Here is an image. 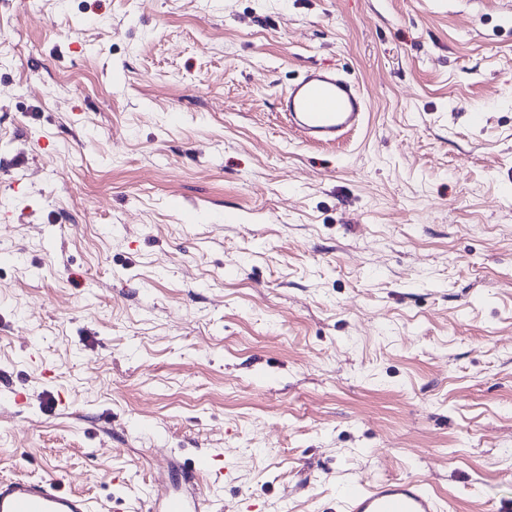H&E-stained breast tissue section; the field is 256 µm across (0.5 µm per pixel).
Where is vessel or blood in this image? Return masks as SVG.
Returning a JSON list of instances; mask_svg holds the SVG:
<instances>
[{"label": "vessel or blood", "instance_id": "obj_1", "mask_svg": "<svg viewBox=\"0 0 512 512\" xmlns=\"http://www.w3.org/2000/svg\"><path fill=\"white\" fill-rule=\"evenodd\" d=\"M290 129L308 145H328L363 123L366 98L357 82L324 67H306L280 98ZM214 459L200 456L189 464L168 459L155 479L148 512H223L224 506L196 476L213 475ZM0 512H94L84 495L64 491L58 478L0 479ZM336 512H443L426 483L417 479L355 480L341 489Z\"/></svg>", "mask_w": 512, "mask_h": 512}]
</instances>
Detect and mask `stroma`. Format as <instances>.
I'll list each match as a JSON object with an SVG mask.
<instances>
[{
	"label": "stroma",
	"mask_w": 512,
	"mask_h": 512,
	"mask_svg": "<svg viewBox=\"0 0 512 512\" xmlns=\"http://www.w3.org/2000/svg\"><path fill=\"white\" fill-rule=\"evenodd\" d=\"M311 64L367 100L333 147L276 107ZM1 85L0 477L95 512L170 455L218 456L224 512L512 496L504 0H0ZM436 493L417 479L355 480L341 489L336 512H442Z\"/></svg>",
	"instance_id": "obj_1"
}]
</instances>
